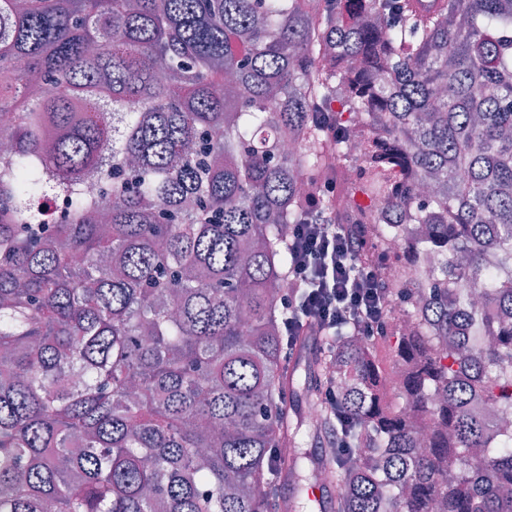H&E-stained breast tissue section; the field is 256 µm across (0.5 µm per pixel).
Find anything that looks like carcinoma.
Listing matches in <instances>:
<instances>
[{
  "label": "carcinoma",
  "mask_w": 512,
  "mask_h": 512,
  "mask_svg": "<svg viewBox=\"0 0 512 512\" xmlns=\"http://www.w3.org/2000/svg\"><path fill=\"white\" fill-rule=\"evenodd\" d=\"M1 140L0 512H281L272 449L337 411L336 512H512V0H0ZM357 144L336 217L441 259L310 418L282 225ZM315 360V357L309 356L301 360L298 365L294 385L290 392V399L294 401L299 411H305L307 406L305 367L312 364Z\"/></svg>",
  "instance_id": "1"
}]
</instances>
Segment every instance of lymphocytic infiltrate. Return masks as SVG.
Returning <instances> with one entry per match:
<instances>
[{
	"instance_id": "lymphocytic-infiltrate-1",
	"label": "lymphocytic infiltrate",
	"mask_w": 512,
	"mask_h": 512,
	"mask_svg": "<svg viewBox=\"0 0 512 512\" xmlns=\"http://www.w3.org/2000/svg\"><path fill=\"white\" fill-rule=\"evenodd\" d=\"M288 291L285 353L323 343L348 326L359 336H376L392 304L380 274L383 257H371L359 225L342 224L335 213L314 209L287 239Z\"/></svg>"
}]
</instances>
